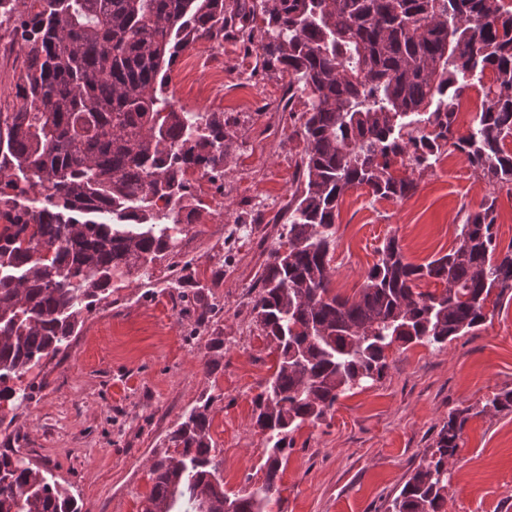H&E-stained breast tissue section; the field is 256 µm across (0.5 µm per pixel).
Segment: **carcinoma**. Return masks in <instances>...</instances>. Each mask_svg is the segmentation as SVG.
<instances>
[{
    "mask_svg": "<svg viewBox=\"0 0 512 512\" xmlns=\"http://www.w3.org/2000/svg\"><path fill=\"white\" fill-rule=\"evenodd\" d=\"M23 9H18V5ZM19 36L21 105L0 112V400L7 381L68 346L82 312L124 277L176 253L195 223L190 176L224 171L233 132L222 112H179L167 95L178 57L199 40H236L288 79V103L308 109L293 131L303 148L283 232L253 304L276 369L254 399L270 448L257 490L234 512L279 501L290 432L322 420L339 396L381 380L392 343L440 348L487 322L493 290H512V244L499 249L495 200L460 225L456 246L407 261L398 238L352 297L333 292L339 202L363 187L414 195L396 177L435 167L453 148L492 186L512 187V6L504 0H0V26ZM492 84L483 82L485 72ZM484 97L467 133L459 106ZM291 250L280 254L284 243ZM442 284L416 291V282ZM212 398L172 431L177 455L151 466L143 512H224L221 461L209 436ZM486 407L512 413V389ZM469 409L448 412L435 450L388 512H444L448 459ZM0 512H82L44 472L0 455Z\"/></svg>",
    "mask_w": 512,
    "mask_h": 512,
    "instance_id": "carcinoma-1",
    "label": "carcinoma"
}]
</instances>
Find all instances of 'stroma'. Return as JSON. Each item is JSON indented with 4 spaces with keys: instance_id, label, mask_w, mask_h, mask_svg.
<instances>
[{
    "instance_id": "35a3bbf8",
    "label": "stroma",
    "mask_w": 512,
    "mask_h": 512,
    "mask_svg": "<svg viewBox=\"0 0 512 512\" xmlns=\"http://www.w3.org/2000/svg\"><path fill=\"white\" fill-rule=\"evenodd\" d=\"M169 93L183 112H221L236 133L221 175L194 183L197 212L176 254L112 282L83 312L66 348L9 384L24 402L0 403V454L13 451L52 474L82 512H142L150 464L173 454L169 433L210 396L209 434L228 495L264 481L266 441L253 400L275 369L253 313L256 280L279 243L274 218L295 187L303 100L285 108V83L236 41H199L173 68ZM417 192L379 199L345 193L336 220L332 288L351 296L398 235L422 264L456 245L467 212L496 200L501 246L512 244V193L489 185L460 152L418 175ZM211 318H197L199 304ZM492 318L443 349L398 344L386 375L345 392L323 420L291 433L280 504L270 512H387L433 451L450 410L470 419L448 465L445 512H512V413L485 410L512 389V292L490 296Z\"/></svg>"
}]
</instances>
